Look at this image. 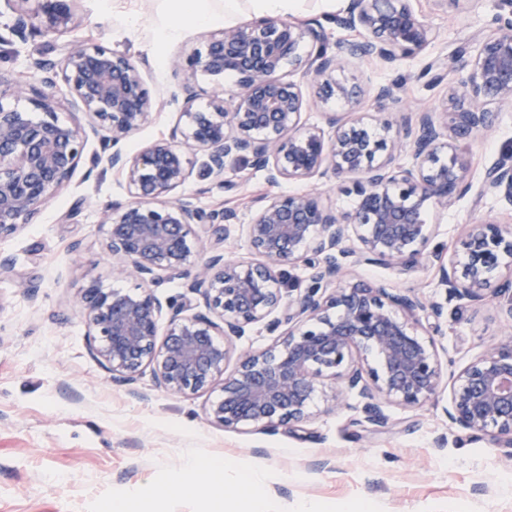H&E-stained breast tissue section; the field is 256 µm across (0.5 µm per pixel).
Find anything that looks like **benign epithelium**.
<instances>
[{
	"instance_id": "benign-epithelium-1",
	"label": "benign epithelium",
	"mask_w": 512,
	"mask_h": 512,
	"mask_svg": "<svg viewBox=\"0 0 512 512\" xmlns=\"http://www.w3.org/2000/svg\"><path fill=\"white\" fill-rule=\"evenodd\" d=\"M4 2L22 38L29 30L60 36L73 24L76 0ZM505 5L508 15L472 36L473 56L459 49L421 70L426 87L448 86L446 120L431 110L404 112L378 123V137L364 119L332 110L305 122L301 83L324 105H358L361 88L336 72L354 59L390 65L432 43L433 29L413 0H348L336 26L362 38L338 40L331 51L330 33L317 20L258 16L208 35L202 47L171 60L179 79L172 100L183 98L177 124L135 153L122 144L158 108L141 65L78 41L56 45V56L32 60L26 82L0 79V240L31 223L67 185L92 133L98 149L85 179L113 171L127 193L101 213L105 251L116 277L139 281L134 292L93 282L81 294L88 349L112 383L130 386L148 370L171 395H212L205 406L212 423L268 432L307 421L318 399L328 411L346 407L351 394L364 423L384 427L386 405L423 404L442 385L443 362L418 325L423 314L442 316L443 306L355 281L354 267L410 276L428 263L447 300L479 307L492 296L512 323V276L503 277L512 271V225H472L447 262L428 250L434 229L424 218L425 205L446 209L472 189L471 161L457 142L489 128L493 109L512 106V0ZM464 70L467 77L449 79ZM226 74L236 77L228 93ZM200 75L213 87L198 105ZM67 96L91 118V131L60 119L59 98ZM6 97L27 99L40 116L3 104ZM404 153L411 162H396ZM234 165L263 173L272 185L356 177V198L338 210L312 194L261 196L244 219L186 192L195 174L233 189L226 173ZM479 195L512 210L511 158L484 170ZM239 236L259 260L224 255V243ZM299 262L310 281L303 291L290 284L289 269ZM165 276L187 279L193 298L162 303L151 287ZM258 326L279 338L262 350L236 348L233 341ZM444 412L458 431L512 447L511 332L452 378Z\"/></svg>"
}]
</instances>
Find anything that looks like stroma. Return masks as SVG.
<instances>
[{"instance_id":"obj_1","label":"stroma","mask_w":512,"mask_h":512,"mask_svg":"<svg viewBox=\"0 0 512 512\" xmlns=\"http://www.w3.org/2000/svg\"><path fill=\"white\" fill-rule=\"evenodd\" d=\"M501 4L415 0L435 33L427 56L390 67L354 61L338 72V79L365 91L352 117H376L371 91L391 82L402 87L403 110L440 108L442 93L417 78L426 57L467 44ZM171 8L172 0H78L67 37L146 59V84L164 96L175 83L169 59L200 47L207 33L188 24L176 40L160 42L158 31ZM13 22L12 10L0 9V76L21 80L28 76L31 56L49 44L40 35L20 41L11 33ZM458 148L472 161L473 182H480L486 167L512 151V109L497 112L489 129L459 141ZM231 178L236 190L230 195L218 188L201 192L200 181H193L200 205L228 203L244 212L257 196L308 190L303 183L268 185L263 173L251 170ZM125 194L113 175L87 180L75 173L33 224L0 241V258L13 259L16 272L37 287L31 298L12 280L0 281V512H99L105 501L135 491L143 494L142 512H213L205 488L214 476L206 464L217 458L261 468L274 512H309L314 506L334 512L340 505L366 502L376 512H448L454 505L466 512H512V488L499 481L501 472L512 470V448L449 430L444 391L420 407L388 406V425L374 431L361 425L359 410L326 413L317 407L310 420L270 435L211 424L206 395H169L148 373L134 386L113 385L88 352L79 292L93 281L112 289L136 286L113 276L100 224L102 209ZM79 196L87 202L78 223H63L62 215ZM426 219L436 227L435 244L448 256L474 222H506L512 213L493 197L472 192L449 203L447 211L428 210ZM356 274L443 303V315L423 320L422 332L448 359L449 373L484 355L506 330L496 304L476 310L446 302L433 267L407 278L374 265L361 266ZM442 435L448 438L444 448L436 443ZM188 451L200 464L188 476L194 488L171 489L170 475L183 469Z\"/></svg>"}]
</instances>
